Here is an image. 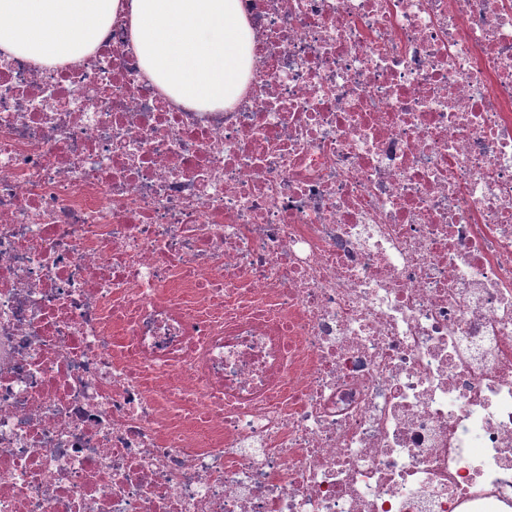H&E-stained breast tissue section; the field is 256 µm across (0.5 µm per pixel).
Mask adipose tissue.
Segmentation results:
<instances>
[{
    "mask_svg": "<svg viewBox=\"0 0 512 512\" xmlns=\"http://www.w3.org/2000/svg\"><path fill=\"white\" fill-rule=\"evenodd\" d=\"M119 16L146 79L167 99L213 112L239 103L254 70L240 0H0V52L76 64Z\"/></svg>",
    "mask_w": 512,
    "mask_h": 512,
    "instance_id": "ef3b65f1",
    "label": "adipose tissue"
}]
</instances>
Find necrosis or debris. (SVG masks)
I'll list each match as a JSON object with an SVG mask.
<instances>
[{"label": "necrosis or debris", "instance_id": "necrosis-or-debris-1", "mask_svg": "<svg viewBox=\"0 0 512 512\" xmlns=\"http://www.w3.org/2000/svg\"><path fill=\"white\" fill-rule=\"evenodd\" d=\"M241 4L0 55V512H512V0ZM118 16L167 99L213 112L239 103L254 70L240 0H0V51L45 67L81 63Z\"/></svg>", "mask_w": 512, "mask_h": 512}]
</instances>
